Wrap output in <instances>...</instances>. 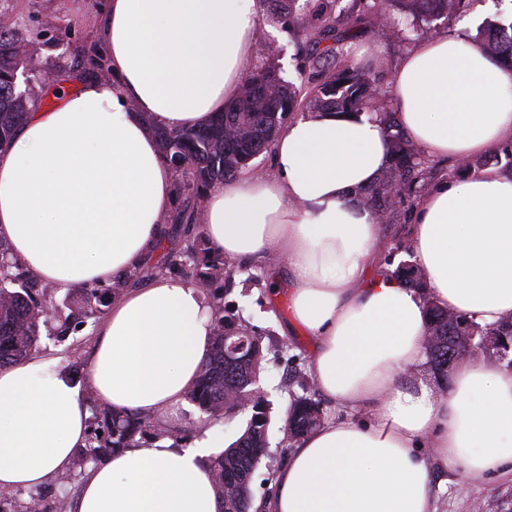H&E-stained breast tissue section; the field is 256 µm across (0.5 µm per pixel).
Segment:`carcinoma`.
<instances>
[{
	"label": "carcinoma",
	"mask_w": 512,
	"mask_h": 512,
	"mask_svg": "<svg viewBox=\"0 0 512 512\" xmlns=\"http://www.w3.org/2000/svg\"><path fill=\"white\" fill-rule=\"evenodd\" d=\"M271 0L272 13L282 16L299 8L303 11L304 26L309 31L315 49L306 56L299 71L301 82L311 80L308 87H298L281 75V69L262 67L250 73L239 96L224 112L202 128L171 131L153 128L159 149L169 163L181 174L177 183L180 192L190 191L193 198L202 200L215 187L233 182L241 169L263 154L274 141L279 128L294 113L308 109L312 112L336 114L367 113L383 126L389 142L394 165L384 170L377 181L368 187L375 215L387 214L403 197V192L428 179L432 167L405 143L404 134L395 120L391 99L374 94L376 78L374 65L352 68L326 67L327 56L344 59L339 42L355 39L394 20L387 4L400 6L401 19L426 14L461 16L469 0H358L357 15L346 14L339 8L340 0ZM346 15L345 35L333 37L336 18ZM26 40L19 34L0 26V145L8 143L16 127L24 120L29 102L14 75L28 62L20 52ZM487 52L512 71V20L500 23L495 36L488 37ZM488 157L471 158L456 164L448 173L463 176L489 165ZM171 231L183 233L185 247L180 254L167 260L164 266H142L119 278L106 288L77 289L67 306L62 328L78 327L105 314L104 306L112 294L161 274H178L194 283L207 280L206 291L212 323L211 348L204 360L198 381L187 399L209 417L217 419L235 407L233 395H252L243 432L221 453L208 459L217 491L224 501V512H248L250 483L255 460L267 453L271 421L270 401L256 393L259 373L265 359L263 338L251 325L243 329L245 347L234 357V363L224 359V335L232 319L224 315V294L235 286L236 267L229 266L224 255L207 243L195 223V211L184 209L173 220ZM5 263L0 266V367L26 361L41 350V329L54 318L50 286L29 276L8 257L0 247ZM391 275L412 286L420 285L419 269L403 262ZM429 313L428 333L435 336L426 348L431 370L437 380H448V335L468 317L449 312L425 296ZM324 410L321 400L313 395L298 396L291 403L287 416L289 437L298 440L321 425ZM151 437L146 420L140 414L104 408L93 414L88 425L86 446L81 449L80 464H96L107 454L125 448L141 439Z\"/></svg>",
	"instance_id": "carcinoma-1"
}]
</instances>
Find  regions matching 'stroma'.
<instances>
[{"label": "stroma", "instance_id": "stroma-1", "mask_svg": "<svg viewBox=\"0 0 512 512\" xmlns=\"http://www.w3.org/2000/svg\"><path fill=\"white\" fill-rule=\"evenodd\" d=\"M106 0H0V24L25 33L42 30V37L32 42L28 54L35 65L47 67L58 74L79 75L100 80L111 79L110 70H99L89 65L85 47L97 44L102 28ZM259 15V41L273 44L275 53L255 55L251 66H276L284 76L299 81L297 72L304 61L307 48L302 21L298 15L288 18L272 17L266 0H256ZM512 14V0H471L465 16H440L430 20H416L411 31L413 42L419 43L438 35L462 31L477 42H484L481 31L484 22L498 20ZM66 31V44H57V31ZM397 27L375 29L369 36L352 43L349 57L356 63L376 65L377 84L387 88L388 77L401 63L409 50ZM413 209L406 203L396 204L390 211L388 224L383 225L381 239L376 247L377 271L394 270L399 262L412 261L413 252L408 234ZM229 310L263 330L264 344L269 349L288 345L290 354L299 356L302 370H309L312 362L313 340L302 330L287 329L288 294L279 291L271 295L261 286L238 282L225 298ZM95 324H87L68 336L57 335L43 339L42 356L53 369L67 378H75V367L88 363L95 344ZM260 385L273 404L269 428L270 458L262 459L251 479L252 512H263L277 492L276 474L287 463L294 443L285 432L286 412L294 397L303 390L293 379L286 363L265 361L260 374ZM153 433L174 442L188 443L203 434L232 443L241 433L245 417L227 413L217 420H205L203 413L190 402H182L173 410L157 413L149 418ZM434 473V495L438 512H474L477 502L497 501L512 494V473L502 471L475 476L460 469L445 467L437 458H430Z\"/></svg>", "mask_w": 512, "mask_h": 512}]
</instances>
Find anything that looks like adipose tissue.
I'll return each mask as SVG.
<instances>
[{
	"instance_id": "obj_1",
	"label": "adipose tissue",
	"mask_w": 512,
	"mask_h": 512,
	"mask_svg": "<svg viewBox=\"0 0 512 512\" xmlns=\"http://www.w3.org/2000/svg\"><path fill=\"white\" fill-rule=\"evenodd\" d=\"M255 0H108L100 46L112 78L81 81L29 112L0 148V240L37 279L65 291L113 281L163 241L174 175L152 126L207 123L239 94L256 51ZM397 119L436 157L485 154L512 139V72L463 34L421 42L393 72ZM276 174L213 190L202 231L225 258L288 274V326L314 340L311 377L363 420L303 437L277 475L272 512H436L431 444L449 467L512 468V370L465 358L440 393L425 362L419 290L368 259L381 233L354 201L388 160L368 115L311 114L281 130ZM434 301L483 325L512 321V174L439 183L411 227ZM212 336L203 290L163 276L112 299L87 381L110 407L155 414L195 384ZM88 400L45 359L0 368V489H31L85 447ZM221 439H152L91 468L74 512H223L207 460Z\"/></svg>"
}]
</instances>
